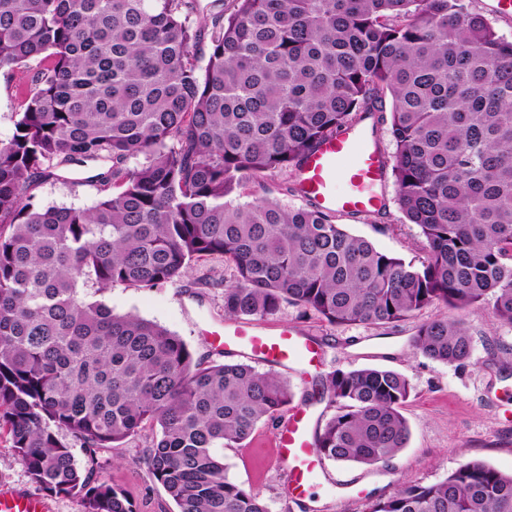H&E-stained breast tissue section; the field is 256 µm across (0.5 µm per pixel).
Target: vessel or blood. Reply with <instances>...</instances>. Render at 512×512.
Instances as JSON below:
<instances>
[{
	"instance_id": "obj_1",
	"label": "vessel or blood",
	"mask_w": 512,
	"mask_h": 512,
	"mask_svg": "<svg viewBox=\"0 0 512 512\" xmlns=\"http://www.w3.org/2000/svg\"><path fill=\"white\" fill-rule=\"evenodd\" d=\"M388 158L372 130L356 125L325 140L306 158L299 171L303 196L338 215L357 217L379 211L384 203ZM219 340L224 347H240L262 361L284 367L313 362L316 349L308 339L282 330L265 335L251 323L225 325ZM277 455L287 463L289 489L305 495L311 486L319 458L304 413H296L277 436ZM0 512H50L38 496L0 489Z\"/></svg>"
}]
</instances>
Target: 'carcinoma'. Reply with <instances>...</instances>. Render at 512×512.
Here are the masks:
<instances>
[{"instance_id":"1","label":"carcinoma","mask_w":512,"mask_h":512,"mask_svg":"<svg viewBox=\"0 0 512 512\" xmlns=\"http://www.w3.org/2000/svg\"><path fill=\"white\" fill-rule=\"evenodd\" d=\"M194 6L0 0V71L42 63L0 139V431L42 491L84 512H135L98 453L147 428L145 463L177 512H267L228 479L224 449L294 398L274 373L206 365L160 325L113 313L114 286L159 288L221 255L235 271L226 317L295 305L331 325H390L490 296L512 325V40L465 0H233L197 27ZM387 96L396 203L420 230L419 266L313 203L253 191L297 174ZM105 160L94 206L34 203L53 170ZM237 192L252 201L231 205ZM412 346L454 365L472 338L437 319ZM316 385L335 407L314 433L319 457L371 466L406 447L402 374L333 370ZM367 512H512V475L471 460Z\"/></svg>"}]
</instances>
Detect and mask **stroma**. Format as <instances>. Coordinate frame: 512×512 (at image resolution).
Instances as JSON below:
<instances>
[{"label":"stroma","mask_w":512,"mask_h":512,"mask_svg":"<svg viewBox=\"0 0 512 512\" xmlns=\"http://www.w3.org/2000/svg\"><path fill=\"white\" fill-rule=\"evenodd\" d=\"M39 66L30 60L12 75L0 73V138L14 131V116ZM102 163L73 164L43 181L35 190L43 206L88 208L101 193L92 177ZM384 213L343 219L353 235L378 249L420 264L419 229L406 223L396 201L393 181H386ZM232 269L214 256L194 265L180 281L159 288H125L110 292L114 313L132 314L155 322L181 337L195 358L206 362L247 361L246 353L213 343L212 330L223 328L224 290ZM491 303L459 313L435 303L417 316L389 326L361 323L330 325L316 314L287 305L274 315L255 319L264 334L283 329L298 332L318 346L313 366L281 369L295 393L289 409L259 423L246 447L224 451L228 477L254 489L268 512H366L370 500L391 495L406 484H431L445 479L462 463L478 459L512 474V325L494 320ZM463 317L473 349L462 365H446L417 351L411 338L426 321ZM381 367L403 374L412 391L402 408L410 439L393 459L373 466L322 460L314 486L304 496L288 490V467L274 454L276 436L292 414H310L313 425H324L333 413L313 392L312 380L334 369ZM153 440L145 431L118 448L102 450L103 476L122 488L136 512H176L174 502L155 484L144 458Z\"/></svg>","instance_id":"stroma-1"}]
</instances>
